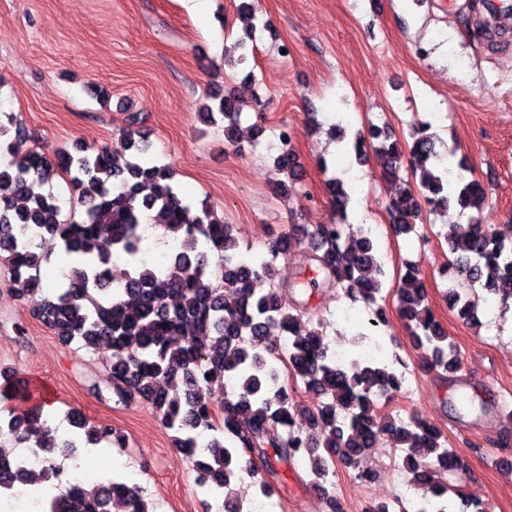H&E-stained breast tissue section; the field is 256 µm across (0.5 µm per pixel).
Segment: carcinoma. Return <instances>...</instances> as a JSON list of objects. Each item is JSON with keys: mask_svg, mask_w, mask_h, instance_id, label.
Segmentation results:
<instances>
[{"mask_svg": "<svg viewBox=\"0 0 512 512\" xmlns=\"http://www.w3.org/2000/svg\"><path fill=\"white\" fill-rule=\"evenodd\" d=\"M254 34V26L243 28L225 49L224 62H244ZM207 100L202 116L210 125L225 123L228 142L244 135L255 141L262 135L259 126L241 127L242 108L235 97L212 91ZM142 123L141 113H131L132 129L122 154L107 149L91 153L80 146L50 157L24 147L26 130L16 116L0 118V151L9 156L0 167V265L17 300L42 290L41 269L50 255L41 251V241L47 236L58 240L64 275L55 299L45 300L35 315L64 345L76 342L93 353L106 350L111 393L121 403L142 399L155 408L164 425L177 433L175 447L190 449L187 456L201 486L222 491L238 474L254 475L256 457L271 473L277 464H305L315 487L338 462L352 468L354 477L369 480L372 474L363 472L359 462L386 432L395 447L404 449L411 481L439 495L431 507L446 508L448 492L461 495L443 481L461 465L456 451L444 447L433 424L419 418L398 422L374 406L372 396L399 391L401 377L357 358L336 361L317 329L291 339L285 353L280 347L281 336L301 325L302 302L288 295L299 283L287 286L275 280L276 260L292 255L304 238L323 283L353 301L374 303L384 272L372 240L363 233L346 238L337 224H302L297 234L281 228L268 255L243 254L231 225L206 205L193 213L169 167L147 157ZM372 138L376 135L368 139L359 134L352 147L360 156L371 149L386 178L399 176L404 159L409 172L419 176L417 184L389 203L393 234L411 232L424 206L482 211L485 187L460 173L457 180L448 179L452 168L464 169L463 162H454L452 148L443 155L436 150L429 126L417 129L409 144L388 135L374 145ZM275 165L286 177H295L292 152H281ZM60 174L70 177L80 211L63 214L55 195L41 191ZM326 186L331 201L348 208L351 196L344 182L333 176ZM147 216L169 232L189 234L166 265L149 266L138 259ZM445 242L448 265L464 276L467 287L464 294L450 287L446 295L460 317L474 319L476 303L470 294L478 287L512 300V242L479 223L463 237L448 227ZM116 255L126 258L129 270L114 287L105 272ZM426 300L424 281L416 270H408L397 288L399 316L422 360L444 376L454 374L456 346ZM272 358L322 397L316 408L294 405ZM298 417L309 422L311 432L291 430ZM65 420L71 430L64 436L40 422L38 412L0 419V508L5 512H13L12 491L28 485L33 476L8 466L14 455L10 441L40 448L48 460L57 452L71 456L85 445L126 447L124 434L88 421L77 408L67 410ZM116 498L124 500L125 512H150L137 487L114 480L91 492L79 483L41 501L33 512H110Z\"/></svg>", "mask_w": 512, "mask_h": 512, "instance_id": "obj_1", "label": "carcinoma"}]
</instances>
